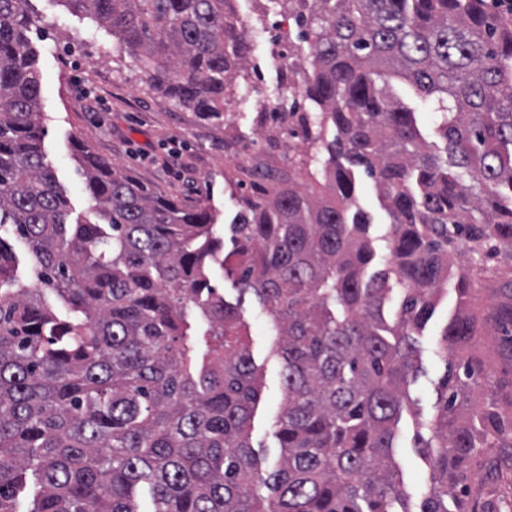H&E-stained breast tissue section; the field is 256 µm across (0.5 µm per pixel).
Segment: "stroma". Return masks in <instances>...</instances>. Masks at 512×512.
<instances>
[{
    "mask_svg": "<svg viewBox=\"0 0 512 512\" xmlns=\"http://www.w3.org/2000/svg\"><path fill=\"white\" fill-rule=\"evenodd\" d=\"M28 9L37 20L29 34L36 68L56 81L55 94L41 97L45 162L65 186L75 214L95 216L74 157L78 140L145 186L185 205L215 210L221 219H232L238 197H256L257 171L287 170V133L277 129L272 114L255 111L253 104V89L273 95L282 83L285 60L273 53L271 40L255 43L257 68L236 87L224 120H208L151 90L143 58L89 16L70 11L65 0H29ZM79 32L86 34L85 43L70 44V36ZM482 268L471 306L484 319L512 302V293L502 288L512 280V261L489 257ZM457 306L455 293L447 292L419 338L421 372L409 387L415 405L399 425L395 459L410 512H417L432 480L430 465L413 446L414 430L417 422L437 414L446 359L441 330ZM242 314L251 353L263 372L252 443L267 468L279 455L272 423L284 399L283 363L270 354L269 318L258 303L245 302ZM474 353L490 367L474 388V401L504 406L512 396V326L486 331ZM475 471L478 512H512V450L489 449Z\"/></svg>",
    "mask_w": 512,
    "mask_h": 512,
    "instance_id": "stroma-1",
    "label": "stroma"
}]
</instances>
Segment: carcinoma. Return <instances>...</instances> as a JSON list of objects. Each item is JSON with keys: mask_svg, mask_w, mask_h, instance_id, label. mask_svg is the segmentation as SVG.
Segmentation results:
<instances>
[{"mask_svg": "<svg viewBox=\"0 0 512 512\" xmlns=\"http://www.w3.org/2000/svg\"><path fill=\"white\" fill-rule=\"evenodd\" d=\"M28 0H0V228L27 249L39 287H16L0 236V512H408L394 448L417 335L448 267L465 307L470 270L512 260V15L484 0H288L309 62L289 107L288 163L317 194L276 178L224 234L215 214L150 190L82 143L75 159L96 221L73 217L44 161ZM147 61L151 87L207 119L247 79L253 40L233 0H65ZM408 87L436 114L423 136ZM390 218L387 265L357 200L360 173ZM233 279L230 300L210 284ZM263 306L285 402L265 474L252 444L263 373L242 317ZM396 318L387 323L392 299ZM476 317L442 329L455 347L436 417L414 448L433 480L420 512H469L448 476L481 448H512V416L476 410L485 363ZM453 506H448V500Z\"/></svg>", "mask_w": 512, "mask_h": 512, "instance_id": "cac0c4a2", "label": "carcinoma"}]
</instances>
